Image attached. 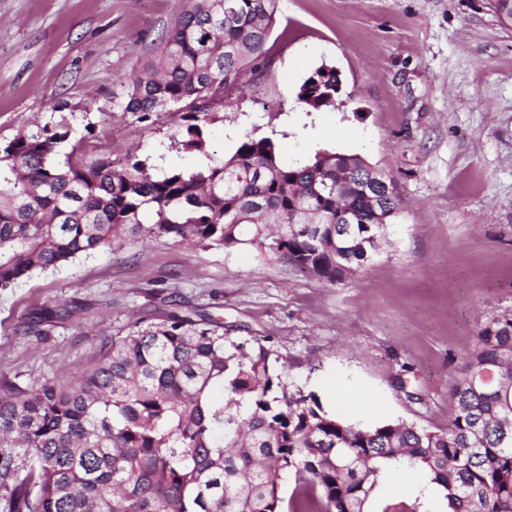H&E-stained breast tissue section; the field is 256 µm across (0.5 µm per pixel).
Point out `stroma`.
<instances>
[{"label":"stroma","instance_id":"35a3bbf8","mask_svg":"<svg viewBox=\"0 0 512 512\" xmlns=\"http://www.w3.org/2000/svg\"><path fill=\"white\" fill-rule=\"evenodd\" d=\"M184 0H0V144L67 127L85 158L200 168L245 136L284 163L357 154L405 199L391 248L337 283L253 247L125 237L0 291V388L81 375L104 337L177 311L265 350L288 392L342 419L447 431L448 387L484 322L512 314V29L488 0H279L267 65L206 114L205 155L175 110L122 111L127 75ZM335 67L333 104L297 94ZM69 315L58 318V310Z\"/></svg>","mask_w":512,"mask_h":512}]
</instances>
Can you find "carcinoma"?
<instances>
[{
    "label": "carcinoma",
    "instance_id": "obj_1",
    "mask_svg": "<svg viewBox=\"0 0 512 512\" xmlns=\"http://www.w3.org/2000/svg\"><path fill=\"white\" fill-rule=\"evenodd\" d=\"M278 0H184L156 54L129 76L124 112L172 107L184 152L207 154L201 114L224 105L247 69L267 64ZM512 28V0H489ZM336 70L319 69L298 99L333 101ZM69 131L0 146V290L123 235L233 248L251 245L336 282L391 247L397 182L358 155L321 151L286 165L272 139H244L222 161L161 176L128 155L90 161ZM367 181L344 196L347 170ZM390 188L375 212L368 193ZM448 431L341 420L317 397L289 396L260 349H226L207 318L177 313L102 343L68 382L0 391V478L16 512H512V314L480 325L448 389ZM390 469L417 471L409 498L382 494ZM294 488L282 496V476Z\"/></svg>",
    "mask_w": 512,
    "mask_h": 512
}]
</instances>
